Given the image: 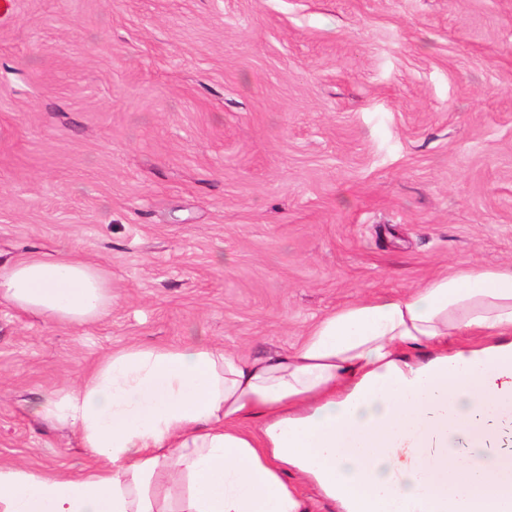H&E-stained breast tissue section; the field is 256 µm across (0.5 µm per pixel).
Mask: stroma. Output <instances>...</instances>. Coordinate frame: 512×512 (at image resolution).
Wrapping results in <instances>:
<instances>
[{
	"label": "stroma",
	"instance_id": "stroma-1",
	"mask_svg": "<svg viewBox=\"0 0 512 512\" xmlns=\"http://www.w3.org/2000/svg\"><path fill=\"white\" fill-rule=\"evenodd\" d=\"M103 267L85 326L0 304V463L94 464L35 414L105 354L261 357L347 303L512 267V0H15L0 264Z\"/></svg>",
	"mask_w": 512,
	"mask_h": 512
}]
</instances>
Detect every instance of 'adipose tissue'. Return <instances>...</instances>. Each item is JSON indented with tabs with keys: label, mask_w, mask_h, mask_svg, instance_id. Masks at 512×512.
I'll list each match as a JSON object with an SVG mask.
<instances>
[{
	"label": "adipose tissue",
	"mask_w": 512,
	"mask_h": 512,
	"mask_svg": "<svg viewBox=\"0 0 512 512\" xmlns=\"http://www.w3.org/2000/svg\"><path fill=\"white\" fill-rule=\"evenodd\" d=\"M0 300L59 323L105 315L112 285L62 253L0 266ZM512 268L467 269L349 303L284 352L129 346L36 412L95 460L78 477L0 464V512H496L512 500Z\"/></svg>",
	"instance_id": "1"
}]
</instances>
